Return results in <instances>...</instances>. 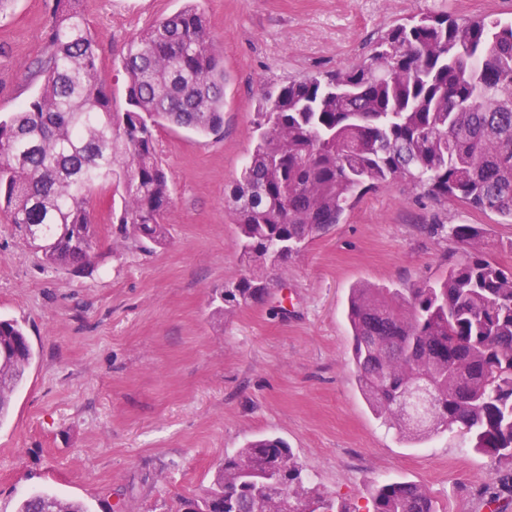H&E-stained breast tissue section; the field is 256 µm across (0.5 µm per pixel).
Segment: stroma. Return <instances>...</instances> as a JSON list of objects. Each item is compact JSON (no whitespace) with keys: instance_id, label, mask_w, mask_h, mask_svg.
<instances>
[{"instance_id":"stroma-1","label":"stroma","mask_w":512,"mask_h":512,"mask_svg":"<svg viewBox=\"0 0 512 512\" xmlns=\"http://www.w3.org/2000/svg\"><path fill=\"white\" fill-rule=\"evenodd\" d=\"M435 0H196L224 63L220 136L157 133L172 182L171 236L152 252L113 248L107 207L90 208L105 259L74 275L45 265L0 212V318L22 323L35 353L0 422V512L44 489L89 512H173L205 491L225 452L259 435L284 439L313 485L365 512L377 486L410 481L436 512H512V469L457 430L407 442L364 401L352 364L349 291L413 288L461 250L453 224H478L487 255L512 269V224L438 204L396 182L357 199L342 223L269 266L258 304L213 317V290L243 272L229 196L255 146L266 90L356 64L390 26ZM184 0H82L114 111L131 38ZM51 0L0 12V114L36 94Z\"/></svg>"}]
</instances>
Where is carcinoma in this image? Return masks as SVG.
I'll return each mask as SVG.
<instances>
[{
	"label": "carcinoma",
	"mask_w": 512,
	"mask_h": 512,
	"mask_svg": "<svg viewBox=\"0 0 512 512\" xmlns=\"http://www.w3.org/2000/svg\"><path fill=\"white\" fill-rule=\"evenodd\" d=\"M127 108L99 80L95 34L81 0H53L37 94L0 115V210L50 266L103 260L89 212L97 186L123 187L115 240L165 245L170 178L156 132L217 135L224 65L205 15L187 0L132 39L121 61ZM257 142L231 196L245 273L212 298L213 314L263 299L262 269L341 223L362 192L405 181L437 203L457 200L512 224V21L459 18L444 6L385 32L346 69L266 93ZM462 251L445 275L406 294L351 289L347 319L358 388L383 425L421 441L458 427L479 452L512 466V271L486 256L483 228L455 224ZM22 324L0 319V422L33 361ZM425 385L417 420L405 394ZM18 512H88L49 491ZM178 512H356L304 486L279 438L224 453L211 486ZM371 512H435L428 490L385 483Z\"/></svg>",
	"instance_id": "obj_1"
}]
</instances>
